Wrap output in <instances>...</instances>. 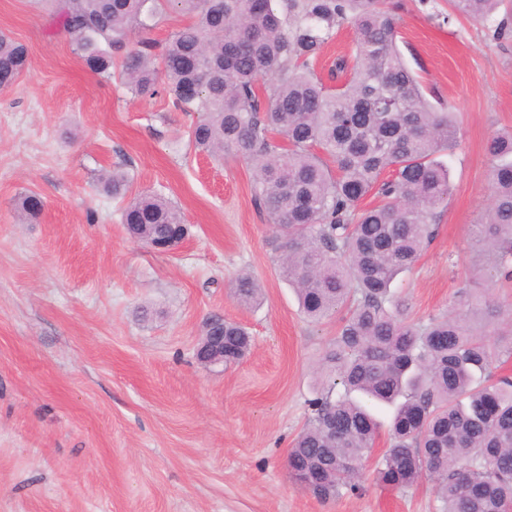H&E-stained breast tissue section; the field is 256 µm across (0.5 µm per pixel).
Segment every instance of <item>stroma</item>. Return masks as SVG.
Masks as SVG:
<instances>
[{
	"label": "stroma",
	"instance_id": "stroma-1",
	"mask_svg": "<svg viewBox=\"0 0 512 512\" xmlns=\"http://www.w3.org/2000/svg\"><path fill=\"white\" fill-rule=\"evenodd\" d=\"M400 4L399 48L459 126L436 237L395 283L419 322L486 263L476 226L493 196L487 141L512 128V32L447 19V0ZM0 31L31 57L0 92V512H438L429 480L375 484L383 435L360 493L322 501L289 479L338 320L307 321L280 276L256 166L197 150L193 116L165 94L89 72L42 0H0ZM117 165L130 195L180 209L175 253L127 235L122 201L97 186ZM29 194L44 202L34 224L17 208ZM244 272L259 305L234 294ZM214 313L254 339L236 365L194 357Z\"/></svg>",
	"mask_w": 512,
	"mask_h": 512
}]
</instances>
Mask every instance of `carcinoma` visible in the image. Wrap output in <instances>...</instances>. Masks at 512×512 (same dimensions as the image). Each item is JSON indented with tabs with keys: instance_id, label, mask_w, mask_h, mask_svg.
<instances>
[{
	"instance_id": "1",
	"label": "carcinoma",
	"mask_w": 512,
	"mask_h": 512,
	"mask_svg": "<svg viewBox=\"0 0 512 512\" xmlns=\"http://www.w3.org/2000/svg\"><path fill=\"white\" fill-rule=\"evenodd\" d=\"M72 51L95 75H119L138 97L163 89L172 106L201 118L189 137L199 150L231 151L258 168L254 197L273 224L280 272L315 322L342 314L326 357L328 375L310 400L308 425L288 452L290 477L322 500L359 489L379 436L367 407L393 408L389 446L375 483L405 490L434 480L440 512H512V379L495 370L512 358L489 340L478 313H499L489 286L512 281V129L488 143L493 201L480 224L487 256L451 311L409 320L391 288L435 238V209L452 193L437 159L458 142L454 113L432 102L402 57L397 5L384 0H50ZM505 0H448L453 15L496 23ZM186 23L159 44L143 34L166 19ZM357 33L353 59L337 58L326 83L317 73L336 29ZM28 49L0 32V90L28 69ZM125 199L128 174L100 178ZM369 196L378 204L365 206ZM122 221L142 239L170 238L183 218L163 195L141 193ZM244 304L263 298L249 275L236 282ZM224 366L249 352L240 324L215 320Z\"/></svg>"
}]
</instances>
